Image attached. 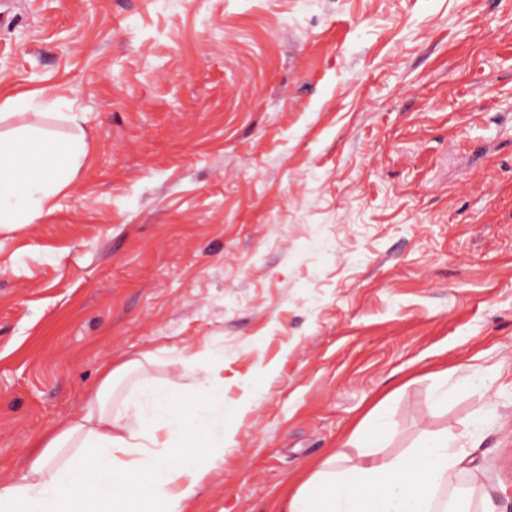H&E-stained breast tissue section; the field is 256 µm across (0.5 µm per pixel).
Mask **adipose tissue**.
Segmentation results:
<instances>
[{"instance_id": "adipose-tissue-1", "label": "adipose tissue", "mask_w": 512, "mask_h": 512, "mask_svg": "<svg viewBox=\"0 0 512 512\" xmlns=\"http://www.w3.org/2000/svg\"><path fill=\"white\" fill-rule=\"evenodd\" d=\"M85 155L82 140L58 141L35 127L0 133V224H24L68 186ZM129 359L106 371L81 417L41 439L24 475L0 488V512H188L199 484L224 461L227 441L201 410L224 403L207 383L199 401L144 384L112 407L116 383L142 369ZM379 410L355 429L361 461L333 449L289 497L285 512H436V495L472 460L448 431L428 433L393 457Z\"/></svg>"}]
</instances>
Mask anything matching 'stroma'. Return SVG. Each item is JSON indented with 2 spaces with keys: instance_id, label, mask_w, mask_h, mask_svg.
<instances>
[{
  "instance_id": "1",
  "label": "stroma",
  "mask_w": 512,
  "mask_h": 512,
  "mask_svg": "<svg viewBox=\"0 0 512 512\" xmlns=\"http://www.w3.org/2000/svg\"><path fill=\"white\" fill-rule=\"evenodd\" d=\"M30 93L0 131L86 155L0 227V487L155 349L158 387L224 381L191 512H284L378 406L386 454L471 444L450 512H512V0H9Z\"/></svg>"
}]
</instances>
